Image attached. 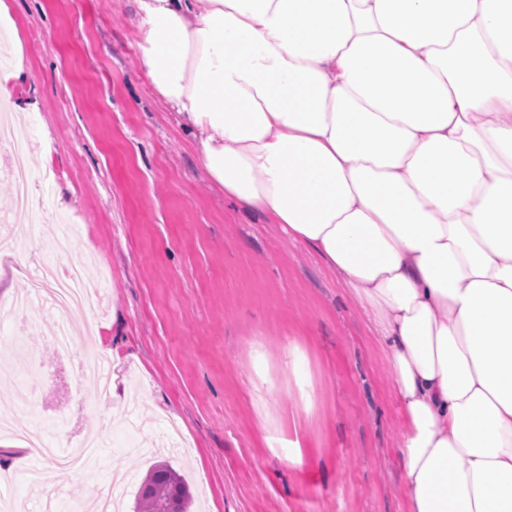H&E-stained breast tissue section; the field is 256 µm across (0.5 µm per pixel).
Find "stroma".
<instances>
[{
	"mask_svg": "<svg viewBox=\"0 0 512 512\" xmlns=\"http://www.w3.org/2000/svg\"><path fill=\"white\" fill-rule=\"evenodd\" d=\"M4 2L0 98L32 145L38 223L0 253V310L30 290L17 264L74 228L97 291L70 319L79 358L109 353L121 386L99 399L52 339L60 311L33 314L45 384L0 387V415L104 438L79 472L33 458L40 485L0 464V512H86L117 475L130 504L158 461L192 512H406L383 349L321 256L206 179L140 67L134 0Z\"/></svg>",
	"mask_w": 512,
	"mask_h": 512,
	"instance_id": "1",
	"label": "stroma"
}]
</instances>
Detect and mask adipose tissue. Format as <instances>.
<instances>
[{"instance_id":"1","label":"adipose tissue","mask_w":512,"mask_h":512,"mask_svg":"<svg viewBox=\"0 0 512 512\" xmlns=\"http://www.w3.org/2000/svg\"><path fill=\"white\" fill-rule=\"evenodd\" d=\"M207 180L391 367L407 512H512V0H134Z\"/></svg>"}]
</instances>
